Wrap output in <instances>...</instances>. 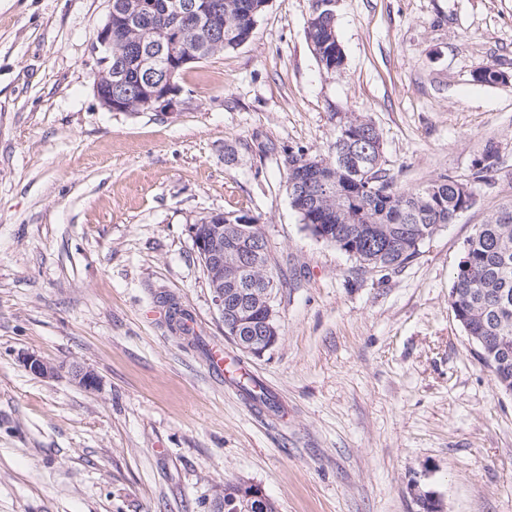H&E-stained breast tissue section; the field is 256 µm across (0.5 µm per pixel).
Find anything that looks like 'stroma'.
<instances>
[{
  "label": "stroma",
  "instance_id": "1",
  "mask_svg": "<svg viewBox=\"0 0 512 512\" xmlns=\"http://www.w3.org/2000/svg\"><path fill=\"white\" fill-rule=\"evenodd\" d=\"M109 8L0 0V512H211L239 481L276 512H417L416 486L444 512H512V396L449 304L464 241L512 207V85L473 80L512 64V0H339L331 72L310 0H269L245 44L182 72L172 114L101 106ZM337 110L374 123L396 186L472 184L402 269L361 271L291 205L285 160L327 154ZM235 210L278 283L281 338L243 360L271 416L164 315L177 302L223 340L188 227ZM307 41L323 69L336 70L343 65L344 56L336 34V18L324 16V10L316 13L313 4L307 27ZM336 64L341 65L336 67Z\"/></svg>",
  "mask_w": 512,
  "mask_h": 512
}]
</instances>
